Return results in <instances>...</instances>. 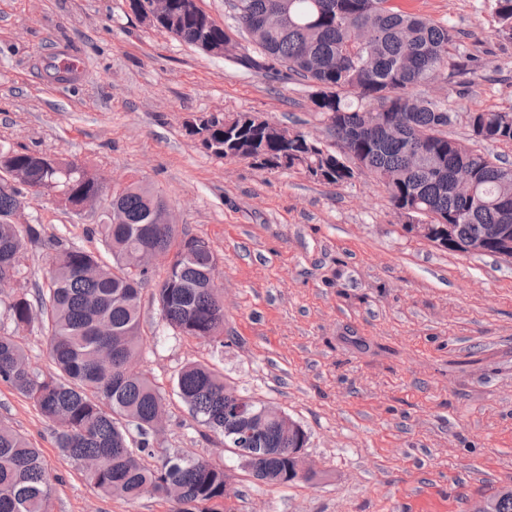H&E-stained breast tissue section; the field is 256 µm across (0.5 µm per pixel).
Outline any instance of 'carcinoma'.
Masks as SVG:
<instances>
[{
  "mask_svg": "<svg viewBox=\"0 0 512 512\" xmlns=\"http://www.w3.org/2000/svg\"><path fill=\"white\" fill-rule=\"evenodd\" d=\"M230 0L231 23L222 26L208 13L173 14L156 28L185 30L182 41L202 37L227 45L246 35L258 48L237 44L230 56L240 66L277 79L313 83L319 121L348 149L336 156L337 185L364 176L381 183L395 209L415 207L437 222L454 224L466 238L494 224H512V165L481 150L512 141V111H475L471 146L452 138V110L442 100L417 95V87L454 72V35L448 26L397 10L391 0ZM493 32L512 42V0H490ZM205 129L187 127L197 137L222 144L225 159L248 160L263 149L269 161L288 154V169L304 162L314 139L294 132L283 143L280 131L251 114L228 117ZM17 172L28 186L45 185L66 198L65 209L80 214L84 202L108 196L98 175L64 155L0 149V170ZM472 173L468 192L461 172ZM22 188H0V216L13 209ZM170 208L164 195L133 181L111 198L91 250L58 242L46 287L31 288L24 276L27 245L42 238L39 224L0 222V273L8 267L18 279L5 310L15 330L39 319L47 333L53 370L31 367L23 346L0 334V382L30 400L56 426L63 454L85 465L93 486L110 498L133 502L145 495H176V512H229V476L205 459L176 457L150 466L164 391L147 370H128L142 352L141 290L150 269L141 260L150 247L171 254L165 278L154 295L161 318L174 337L203 339L224 347V304L201 287L218 262L208 240L186 229L158 223ZM172 390L208 431L222 434L237 421L226 416L242 396L224 374L203 363H189L172 378ZM306 431L285 433L267 421L253 443L249 473L267 484L295 481L293 459L285 448L306 445ZM52 478L40 449L0 421V512H49Z\"/></svg>",
  "mask_w": 512,
  "mask_h": 512,
  "instance_id": "carcinoma-1",
  "label": "carcinoma"
}]
</instances>
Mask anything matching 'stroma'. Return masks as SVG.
<instances>
[{
	"label": "stroma",
	"mask_w": 512,
	"mask_h": 512,
	"mask_svg": "<svg viewBox=\"0 0 512 512\" xmlns=\"http://www.w3.org/2000/svg\"><path fill=\"white\" fill-rule=\"evenodd\" d=\"M392 2L456 34L459 73L419 96L459 113L512 107V43L494 37L488 0ZM71 61L74 81L48 77ZM312 93L144 25L127 0H0V145L146 181L219 258L223 347L169 335L153 285L141 292L138 366L167 389L153 465L176 455L223 465L235 512H471L512 488V262L407 234L374 180L261 171L211 156L186 131L213 112L253 113L331 143ZM19 219L43 227L27 248L30 284H44L54 238L97 245L87 230L99 214L27 193ZM193 361L298 421L314 475L252 478L170 392ZM0 421L40 449L51 512H174L152 495H101L57 447L55 423L3 384Z\"/></svg>",
	"instance_id": "35a3bbf8"
}]
</instances>
